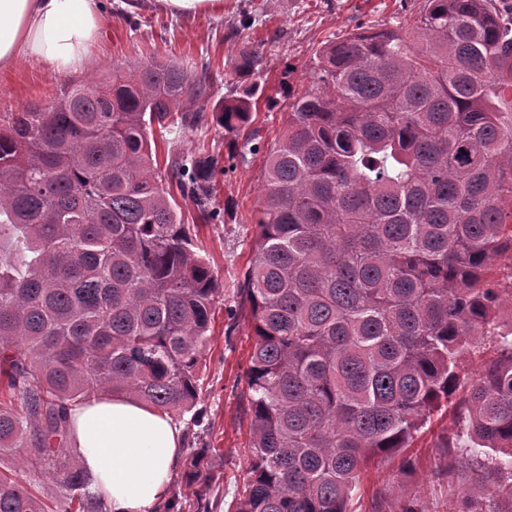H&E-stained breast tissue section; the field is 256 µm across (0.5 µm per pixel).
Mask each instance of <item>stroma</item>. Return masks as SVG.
Masks as SVG:
<instances>
[{
  "label": "stroma",
  "instance_id": "1",
  "mask_svg": "<svg viewBox=\"0 0 512 512\" xmlns=\"http://www.w3.org/2000/svg\"><path fill=\"white\" fill-rule=\"evenodd\" d=\"M102 0L104 30L91 50L89 65L80 79L100 81L113 65L135 63L156 56L206 76L213 100L235 93L230 62L246 49L259 50L264 58V94L282 100L288 89L306 87V76L316 50L326 39L352 29L380 26L416 14L417 0H224L220 14L173 16L153 0ZM250 28H242L243 19ZM63 82L49 68L22 61L0 74V112H14L31 103L51 105ZM207 153L226 159L228 139L216 123L186 132L174 142L160 141L158 154ZM263 155L236 161L232 169L215 177V201L224 211L220 224H198L190 199H177V213L185 223L196 225V242L224 286L216 306L205 355L204 385L198 409L207 426L200 442L219 449V456L206 461L207 471L219 474L207 500L210 512H234L243 491L248 465L250 412L246 370L254 345L246 310L238 306L237 284L251 256L256 218L264 195ZM236 318H229V308ZM451 422L436 414L410 452L411 466L401 458H389L370 466L362 475L358 493L350 503L352 512H399L408 499H418L423 512H448L462 485L458 472L465 459L448 461L440 447Z\"/></svg>",
  "mask_w": 512,
  "mask_h": 512
}]
</instances>
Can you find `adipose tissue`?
I'll return each instance as SVG.
<instances>
[{
    "label": "adipose tissue",
    "mask_w": 512,
    "mask_h": 512,
    "mask_svg": "<svg viewBox=\"0 0 512 512\" xmlns=\"http://www.w3.org/2000/svg\"><path fill=\"white\" fill-rule=\"evenodd\" d=\"M104 19L100 0H0V71L27 60L75 74ZM68 448L111 512H154L184 448L169 413L120 395L75 404Z\"/></svg>",
    "instance_id": "obj_1"
}]
</instances>
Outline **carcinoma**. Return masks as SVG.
<instances>
[{"label": "carcinoma", "mask_w": 512, "mask_h": 512, "mask_svg": "<svg viewBox=\"0 0 512 512\" xmlns=\"http://www.w3.org/2000/svg\"><path fill=\"white\" fill-rule=\"evenodd\" d=\"M264 59L237 95L155 57L72 80L0 115V512H45L12 470L54 479L59 512H108L71 463L68 409L99 393L190 415L224 289L169 187L218 224V160L150 137L216 121L230 158L265 151V195L237 294L255 337L250 460L235 512H348L364 468L454 404L448 452L482 448L448 512H512V0H422L324 42L284 135L252 123ZM495 357L472 374L485 349ZM190 448L181 480L210 487Z\"/></svg>", "instance_id": "carcinoma-1"}]
</instances>
